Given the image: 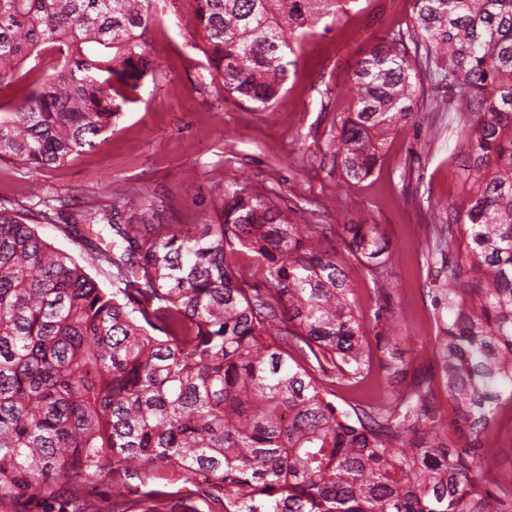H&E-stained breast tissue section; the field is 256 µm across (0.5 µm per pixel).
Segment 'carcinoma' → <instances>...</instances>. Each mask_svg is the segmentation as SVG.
Returning a JSON list of instances; mask_svg holds the SVG:
<instances>
[{"label": "carcinoma", "mask_w": 512, "mask_h": 512, "mask_svg": "<svg viewBox=\"0 0 512 512\" xmlns=\"http://www.w3.org/2000/svg\"><path fill=\"white\" fill-rule=\"evenodd\" d=\"M152 0H0V90L38 75L0 113V160L61 166L112 128L149 71ZM188 24L224 90L267 105L306 35L356 0H187ZM445 89L468 155L465 192L440 236L437 310L443 398L402 384L396 337L371 347L351 273L381 297L379 224H345V260L325 224H292L242 188L224 221L185 236L118 207L62 224L84 262L0 205V501H34L74 476L108 482L135 465L209 477L224 512H512L482 486L496 449L481 437L512 399V0H415L406 30L352 78L354 107L324 155L367 177L385 137L414 118L418 61ZM266 268L249 283L236 255ZM112 269V291L89 267ZM375 399L341 408L328 373L355 385L373 351Z\"/></svg>", "instance_id": "carcinoma-1"}]
</instances>
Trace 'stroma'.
I'll return each instance as SVG.
<instances>
[{"label":"stroma","mask_w":512,"mask_h":512,"mask_svg":"<svg viewBox=\"0 0 512 512\" xmlns=\"http://www.w3.org/2000/svg\"><path fill=\"white\" fill-rule=\"evenodd\" d=\"M415 0H356L329 28H317L295 48L281 97L263 106L225 93L209 72L186 25L187 0H153L146 33L156 69L146 75L100 135L94 149L60 167L32 168L0 160V204L31 215L48 200L69 211L122 203L123 218L140 221V195L157 198L161 221L197 229L219 223L234 190L265 196L296 224L381 225L388 245L384 267L390 310L377 315L375 284L354 273L368 336L382 328L398 334L407 381L440 389L432 290L435 268L427 253L457 200L466 156L455 142L452 114L431 109L440 96L419 74L417 118L389 135L380 162L365 179L348 181L325 160L342 121L352 112L350 78L372 48L405 27ZM485 442L497 450L493 473L512 489V402L501 401ZM203 477L168 472L139 481L125 474L94 486L74 478L55 483L49 497L0 512H73L79 500L101 501L107 512H221L205 494ZM152 498H145V491Z\"/></svg>","instance_id":"stroma-1"}]
</instances>
